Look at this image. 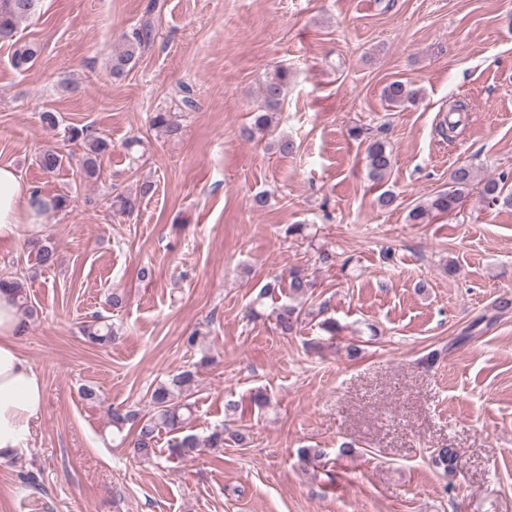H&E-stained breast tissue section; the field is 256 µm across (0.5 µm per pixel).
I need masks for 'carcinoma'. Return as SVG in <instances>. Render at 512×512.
Listing matches in <instances>:
<instances>
[{"instance_id": "carcinoma-1", "label": "carcinoma", "mask_w": 512, "mask_h": 512, "mask_svg": "<svg viewBox=\"0 0 512 512\" xmlns=\"http://www.w3.org/2000/svg\"><path fill=\"white\" fill-rule=\"evenodd\" d=\"M37 0H0V41L10 42L15 37L18 24L33 15ZM153 34L151 22L146 20L131 31L122 35L121 46L112 50L109 56V72L113 79L120 80L135 66L141 49L146 46ZM39 48L35 44H24L13 54L12 63L17 69H25L38 55ZM293 78L288 67L278 66L273 75L266 79L261 87L260 100L254 110L250 134L265 139L274 134V123L282 110L288 85ZM389 104L401 106L414 104L419 99V91L409 84L396 80L389 83L383 90ZM152 127L169 133H178L179 127L172 120L169 112H155L150 119ZM70 141H81L86 146L83 168L87 176L92 177L99 168L102 156L110 150V143L99 136L92 135L85 127H70L67 130ZM39 165L47 174H53L63 165V155L50 147L40 154ZM393 167V157L386 144L376 140L367 146V169L369 177L382 181ZM509 175L502 173L496 178L487 179L482 187L481 195L491 205L512 207V193L504 192V185ZM474 180L473 170L465 165L455 168L450 174L452 189L440 192L425 203L415 207L410 212L414 221H422L429 214L448 213L456 205ZM7 283L12 287L16 306L23 313L29 312L27 293L24 284L18 279L0 280V285ZM312 284L298 272L290 275L288 288L291 295L303 297L307 295ZM301 316V310L293 305L282 306L276 314V325L284 334L294 330ZM83 331L88 340L96 345L105 347L116 339L112 324L97 316L91 323L84 326ZM196 382L195 371L186 369L160 383L152 392V410L149 414L138 419L130 412L112 411V427L123 432L129 422H137L129 448L133 458L139 461H149L157 457L156 437L160 430L178 435L172 453L178 457L195 455L205 449H221L224 447L225 428H215L204 439L194 435L179 436L184 424L193 413L192 403L188 402L189 393ZM432 465L445 474L454 472L457 466V454L452 448L436 449L431 455Z\"/></svg>"}]
</instances>
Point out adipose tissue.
<instances>
[{
    "mask_svg": "<svg viewBox=\"0 0 512 512\" xmlns=\"http://www.w3.org/2000/svg\"><path fill=\"white\" fill-rule=\"evenodd\" d=\"M40 206L13 167L0 165V242L16 243L42 232ZM20 313L12 293L0 289V458L29 447L32 426L45 404L41 375L17 346Z\"/></svg>",
    "mask_w": 512,
    "mask_h": 512,
    "instance_id": "adipose-tissue-1",
    "label": "adipose tissue"
}]
</instances>
